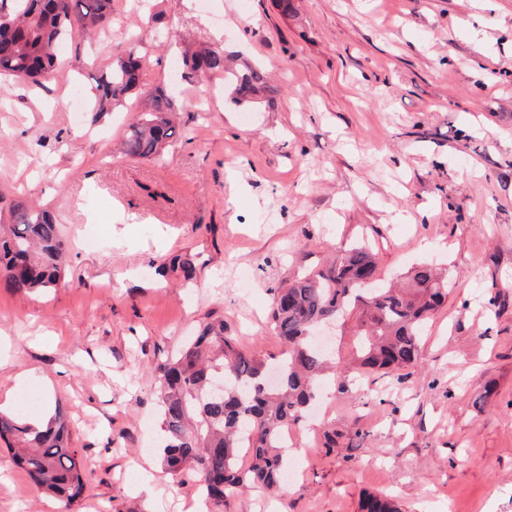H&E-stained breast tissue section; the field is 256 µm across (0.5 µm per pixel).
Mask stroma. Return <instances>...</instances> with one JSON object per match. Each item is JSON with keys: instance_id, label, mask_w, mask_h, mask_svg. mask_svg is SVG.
Here are the masks:
<instances>
[{"instance_id": "stroma-1", "label": "stroma", "mask_w": 512, "mask_h": 512, "mask_svg": "<svg viewBox=\"0 0 512 512\" xmlns=\"http://www.w3.org/2000/svg\"><path fill=\"white\" fill-rule=\"evenodd\" d=\"M294 2L113 0L110 28L63 38L52 77L0 109V209L46 205L68 245L57 287L0 288V411L60 402L89 471L71 512L200 498L192 472L166 476L154 363L215 320L278 357L274 289L364 240L387 278L423 263L448 277L418 365L326 390L294 481L208 512H359L379 492L405 512H512V0ZM126 41L149 86L184 48L218 46L276 92L237 107L186 79L162 163L130 159L137 94L97 121L68 105ZM61 510L0 442V512Z\"/></svg>"}]
</instances>
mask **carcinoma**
I'll use <instances>...</instances> for the list:
<instances>
[{
	"label": "carcinoma",
	"instance_id": "carcinoma-1",
	"mask_svg": "<svg viewBox=\"0 0 512 512\" xmlns=\"http://www.w3.org/2000/svg\"><path fill=\"white\" fill-rule=\"evenodd\" d=\"M112 0H0V79L40 85L58 65L56 48L64 36H90L110 26ZM184 76L224 74V88L237 106L275 92L257 67L230 66L224 50L184 53ZM141 58L134 48L116 51L109 71L93 77L91 111L98 118L137 92L145 100L141 118L124 143L126 156L161 158L166 142L178 136L172 120L174 95L140 80ZM67 250L48 209L18 200L8 229L0 231V275L5 287L29 293L54 287ZM407 287L383 286L374 254L366 245L341 251L324 270L274 289V329L288 346L277 360L280 385L263 379L266 362L238 349L224 335V322L204 324L176 354L157 362L165 443L163 464L172 475L193 471L207 499L225 504L253 485L283 484L288 456L281 448L285 429L301 423L316 399L317 386L333 373L346 387L350 364L331 361L312 336L329 317L355 319L354 345L360 366L398 382L419 358L423 331L448 297V288L428 265L417 267ZM224 378V393L211 382ZM0 440L14 448L13 460L35 487L54 495L66 509L84 497L88 470L71 447L62 412L42 430L13 414L0 413ZM361 512H401L388 497L367 494Z\"/></svg>",
	"mask_w": 512,
	"mask_h": 512
}]
</instances>
